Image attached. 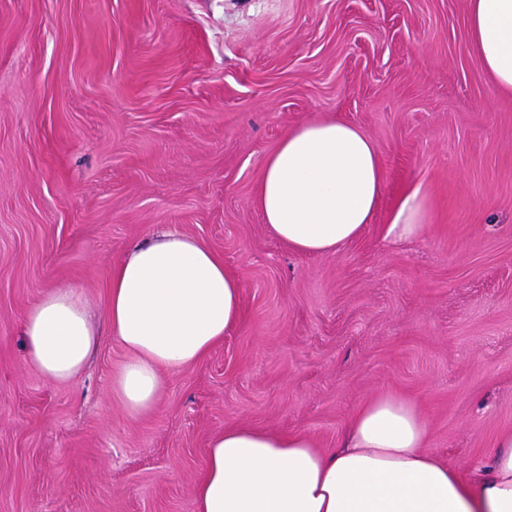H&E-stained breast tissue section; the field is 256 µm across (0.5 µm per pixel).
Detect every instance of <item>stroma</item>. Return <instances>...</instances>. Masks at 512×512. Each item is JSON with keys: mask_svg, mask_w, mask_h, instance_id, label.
I'll list each match as a JSON object with an SVG mask.
<instances>
[{"mask_svg": "<svg viewBox=\"0 0 512 512\" xmlns=\"http://www.w3.org/2000/svg\"><path fill=\"white\" fill-rule=\"evenodd\" d=\"M377 144L380 206L338 252L292 251L255 189L288 130ZM424 236L384 237L399 196ZM242 280V319L130 418L101 337L82 378L29 365L26 310L72 285L105 320L112 269L159 228ZM417 399L471 476L512 431V94L469 46L468 0H0V512H194L233 425L334 447L370 398ZM430 202L419 187L404 194L385 224V238L406 240L423 234L429 221Z\"/></svg>", "mask_w": 512, "mask_h": 512, "instance_id": "35a3bbf8", "label": "stroma"}]
</instances>
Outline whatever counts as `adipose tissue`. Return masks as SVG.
Wrapping results in <instances>:
<instances>
[{"instance_id": "obj_1", "label": "adipose tissue", "mask_w": 512, "mask_h": 512, "mask_svg": "<svg viewBox=\"0 0 512 512\" xmlns=\"http://www.w3.org/2000/svg\"><path fill=\"white\" fill-rule=\"evenodd\" d=\"M470 46L496 86L512 92V0H469ZM376 143L337 120L288 132L264 160L256 199L265 224L301 254L336 253L357 239L380 201ZM430 202L404 194L384 227L423 234ZM241 280L205 243L176 229L132 245L112 271L109 334L128 353L112 394L129 417L156 409L167 377L197 364L241 319ZM26 357L47 379L75 381L100 331L83 294L53 288L22 321ZM417 403L382 393L364 403L335 447L306 434L238 425L216 433L193 496L196 512H512V431L490 462L462 477L429 450Z\"/></svg>"}]
</instances>
